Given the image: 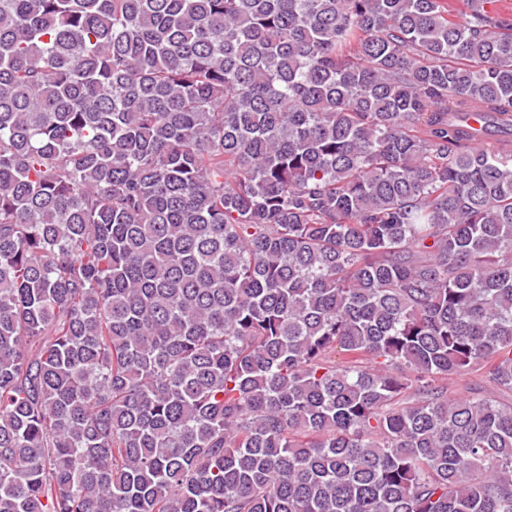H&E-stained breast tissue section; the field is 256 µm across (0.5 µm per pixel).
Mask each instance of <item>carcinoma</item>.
<instances>
[{
  "mask_svg": "<svg viewBox=\"0 0 512 512\" xmlns=\"http://www.w3.org/2000/svg\"><path fill=\"white\" fill-rule=\"evenodd\" d=\"M495 2L0 0V512H512ZM493 384L481 372L466 375L463 377L454 376L448 379V393L451 395H466L469 393L470 388L477 389V391L491 390Z\"/></svg>",
  "mask_w": 512,
  "mask_h": 512,
  "instance_id": "obj_1",
  "label": "carcinoma"
}]
</instances>
